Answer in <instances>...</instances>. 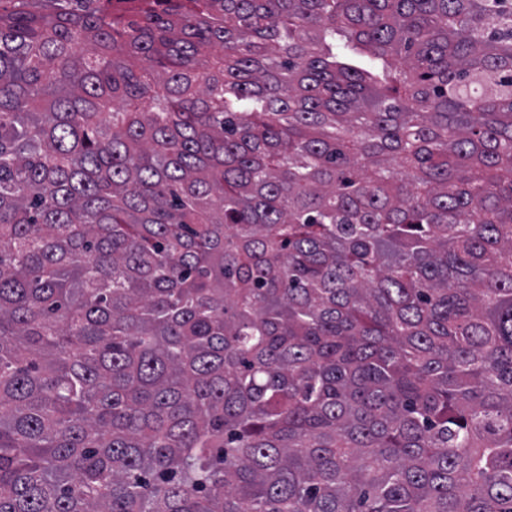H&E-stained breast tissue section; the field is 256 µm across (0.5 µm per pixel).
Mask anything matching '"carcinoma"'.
Instances as JSON below:
<instances>
[{"mask_svg":"<svg viewBox=\"0 0 512 512\" xmlns=\"http://www.w3.org/2000/svg\"><path fill=\"white\" fill-rule=\"evenodd\" d=\"M0 0V512H512V0Z\"/></svg>","mask_w":512,"mask_h":512,"instance_id":"obj_1","label":"carcinoma"}]
</instances>
